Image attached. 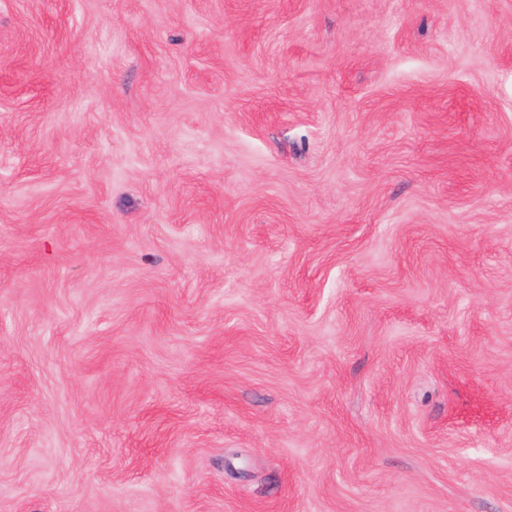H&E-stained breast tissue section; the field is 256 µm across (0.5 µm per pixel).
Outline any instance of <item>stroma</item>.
<instances>
[{"label": "stroma", "mask_w": 512, "mask_h": 512, "mask_svg": "<svg viewBox=\"0 0 512 512\" xmlns=\"http://www.w3.org/2000/svg\"><path fill=\"white\" fill-rule=\"evenodd\" d=\"M0 512H512V0H0Z\"/></svg>", "instance_id": "35a3bbf8"}]
</instances>
